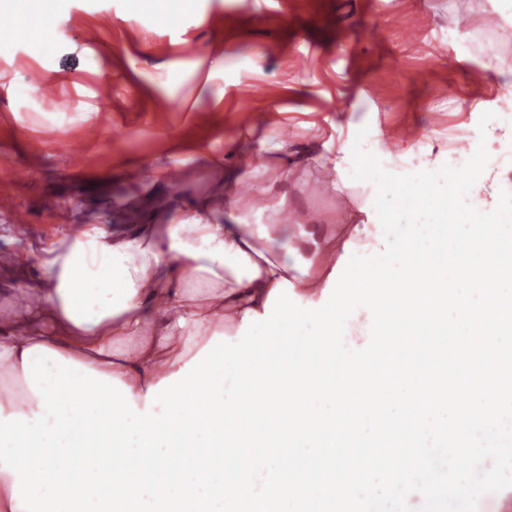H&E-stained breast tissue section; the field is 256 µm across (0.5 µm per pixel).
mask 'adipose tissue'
<instances>
[{"instance_id": "adipose-tissue-1", "label": "adipose tissue", "mask_w": 512, "mask_h": 512, "mask_svg": "<svg viewBox=\"0 0 512 512\" xmlns=\"http://www.w3.org/2000/svg\"><path fill=\"white\" fill-rule=\"evenodd\" d=\"M502 112L499 125L470 126L452 159L400 140L380 197L350 211L337 234L264 223V207L240 191L260 169L216 157L223 209L187 202L146 233L83 224L29 254L39 275L13 289L0 314V369L29 408L50 412L53 426H36L13 398H0V512H54L88 500L94 512H112L146 483L154 512L195 499L213 476L208 457L168 442L201 414L214 419L210 446L224 431V378L201 376L220 340L213 326L231 332L224 358L243 395L260 383V352L323 344L347 359L339 324L379 269L359 244L386 227L384 196L394 185L430 197L434 179L460 173L476 208L512 214V174L484 161L490 153L512 160V102ZM417 154L421 165L408 164ZM301 323L316 333L298 334ZM191 389L197 397L184 402Z\"/></svg>"}]
</instances>
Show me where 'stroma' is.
I'll return each instance as SVG.
<instances>
[{"mask_svg":"<svg viewBox=\"0 0 512 512\" xmlns=\"http://www.w3.org/2000/svg\"><path fill=\"white\" fill-rule=\"evenodd\" d=\"M132 2L70 0L40 49L0 46V252H38L130 209L149 224L181 198L223 199L214 155L265 170L253 196L271 205L266 223L291 214L333 231L369 202L374 164L402 132L454 149L463 124L485 118L469 103L512 99L496 74L512 66V27L499 24L494 47L474 43L496 0H172L168 18L153 0ZM34 73L54 89L41 102ZM376 126L383 139L359 140ZM272 130L298 158L346 142L349 187L314 197L317 168L279 176V152L262 145ZM70 144L86 161L66 171L57 158ZM172 171L177 198L157 179Z\"/></svg>","mask_w":512,"mask_h":512,"instance_id":"1","label":"stroma"}]
</instances>
